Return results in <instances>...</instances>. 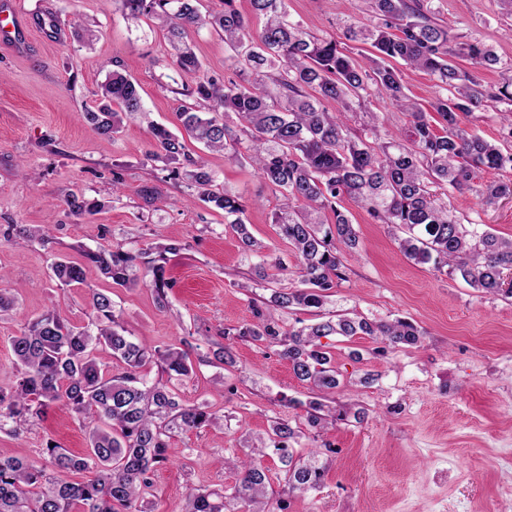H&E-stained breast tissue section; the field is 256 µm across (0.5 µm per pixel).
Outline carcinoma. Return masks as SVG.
Listing matches in <instances>:
<instances>
[{
  "mask_svg": "<svg viewBox=\"0 0 512 512\" xmlns=\"http://www.w3.org/2000/svg\"><path fill=\"white\" fill-rule=\"evenodd\" d=\"M130 20L154 19L167 30L172 63L184 73H197L201 62L185 41L187 31L209 25L224 37L227 56L220 79L205 76L180 94L195 104L183 108L180 120L187 137L208 151H222L240 165L256 167L265 183L280 195L273 224L298 261V285L284 286L270 277L267 245L248 231L240 198L218 183L204 156L192 153L179 136L150 124L157 150L146 159L176 164L182 179L206 203L224 211V223L238 235L244 254L258 257L250 282L270 295L252 302L254 322L224 338H249L279 347L295 377L308 384L306 423L317 432L336 421V409L324 395L337 388L370 385L378 375L366 372L344 379L323 338L368 336L393 346L415 345L422 333L401 318L382 320L363 315L331 314L310 325H286L280 313L321 310L334 288L347 279L343 254L362 248L359 233L338 209L350 197L378 224L387 226L403 255L417 264L461 279L486 293L512 295V238L495 235L481 224L456 216L446 198L472 194L487 207L512 199V179L474 183L479 169L512 171V149H503L460 126V115L485 104L500 105L512 136V59H502L478 38L449 48L448 26L437 17L435 0H366V16L352 17L343 28L344 41L318 37L288 11V0H249L251 12L264 19L254 33L249 21L223 0L224 11L204 16L200 0H117ZM353 43L372 52L354 51ZM462 55L475 68L498 73L487 85L460 67ZM424 71L438 82V95L422 107L406 94L402 67ZM97 104L82 117L98 134L112 137L132 118L144 117L142 98L120 60L96 91ZM378 98L408 119L406 128L390 129L386 116L365 107ZM340 104L331 112L328 102ZM64 202L75 216L95 215L104 204L72 190ZM177 243L152 251L117 245L82 250L83 261L59 259L53 278L70 286L85 282V266L93 265L112 284H140L152 289L166 307V254ZM95 320L74 326L52 308L27 322L12 337L16 374L0 386V433L17 436L43 421L48 408L64 403L87 434V449L74 453L47 442L42 458L0 457V512H144L153 468L167 460L170 439L177 433L211 424L205 405H184L178 389L190 377L189 353L177 347H152L129 331L112 296L91 290ZM198 363L236 367L231 347L197 355ZM156 366L158 377L148 378ZM302 428L278 418L241 457L221 463L240 471L229 490L194 488L180 512H276L271 506L272 479L290 492L320 488L327 463L313 449L299 453L293 444ZM276 457L278 472L264 465ZM94 477L74 482L71 476Z\"/></svg>",
  "mask_w": 512,
  "mask_h": 512,
  "instance_id": "carcinoma-1",
  "label": "carcinoma"
}]
</instances>
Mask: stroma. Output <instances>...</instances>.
I'll return each mask as SVG.
<instances>
[{
    "mask_svg": "<svg viewBox=\"0 0 512 512\" xmlns=\"http://www.w3.org/2000/svg\"><path fill=\"white\" fill-rule=\"evenodd\" d=\"M26 20L28 43L18 50L0 43V230L50 225V240L17 245L0 237V272L15 297L0 314V382L13 377L11 338L51 306L75 325L93 318L91 290L111 291L122 319L136 336L158 347L189 343L207 353L224 341V330L252 323L246 292L248 264L224 213L191 196L170 179L171 164L145 161L155 142L147 123L130 120L112 137L96 134L80 117L95 102L105 64L121 60L136 83L152 121L170 130L188 97L175 81L192 86L197 77L177 76L162 31L150 21L132 24L118 0H10ZM452 34L477 37L512 58V14L499 0H438ZM293 18L321 36H340L336 0H288ZM95 19L92 44L77 41L70 22ZM59 17L50 26V17ZM188 40L202 74L223 77L224 39L212 28L193 29ZM220 181L248 200L246 222L272 257L289 267L297 260L272 222L279 199L257 170L206 155ZM120 174L122 192L112 193ZM158 199L145 203L144 185ZM78 188L104 202L89 218L70 214L62 200ZM452 205L471 221L512 237V201L488 208L470 195ZM362 249L344 256L348 279L336 290L332 309L382 319L404 317L423 336L420 343L380 347L366 336L330 339L344 376L379 373L373 385L339 390L328 402L345 417L329 426L328 469L320 489L284 493L285 512H478L481 505L512 502V297L489 295L430 266L408 260L383 225L350 199ZM136 242L139 247L181 243L166 266L172 286L167 308L145 287L112 285L94 267L86 283L62 288L52 261H76L82 248ZM363 359L354 362L350 351ZM237 368L199 366L180 388L183 403H207L216 420L173 437L167 460L157 466L147 512H178L194 487H232L236 469L222 457L243 451L247 439L265 436L273 417L304 424L306 385L276 348L251 340L233 344ZM84 452L87 441L64 404L53 405L40 426L14 437L0 433V456L39 457L46 442Z\"/></svg>",
    "mask_w": 512,
    "mask_h": 512,
    "instance_id": "35a3bbf8",
    "label": "stroma"
}]
</instances>
